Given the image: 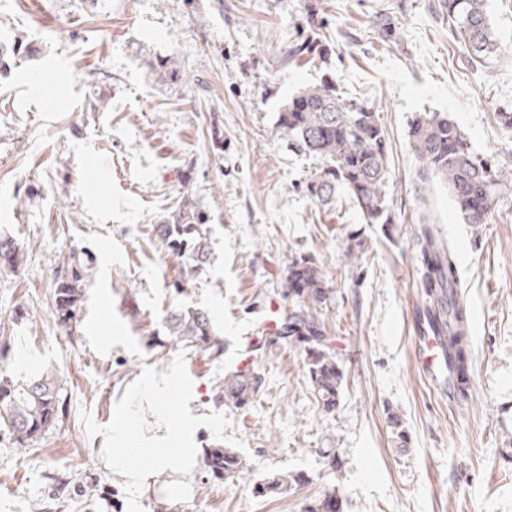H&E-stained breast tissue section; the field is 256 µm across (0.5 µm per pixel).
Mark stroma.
<instances>
[{
	"mask_svg": "<svg viewBox=\"0 0 512 512\" xmlns=\"http://www.w3.org/2000/svg\"><path fill=\"white\" fill-rule=\"evenodd\" d=\"M439 0H0V43L32 54L0 77V233L24 248L0 273V373L45 371L67 408L29 446L0 433V512H303L339 488L346 512H512V188L486 224L464 223L445 186L418 194L409 124L447 112L473 150L512 169V60L468 65ZM385 19L393 38L379 37ZM311 40L319 51L294 55ZM171 62L176 80L156 70ZM332 77L371 107L388 140L394 224H369L344 189L306 192L320 161L291 150L276 116L301 88ZM107 106L92 111L97 98ZM224 136L212 143L213 129ZM191 195L208 220L210 258L186 293L152 227ZM457 255L456 293L471 316V389L436 392L415 367L426 314L420 213ZM361 240L360 265L346 256ZM319 263L331 304L324 343L345 373L333 413L317 404L300 348L249 343L270 303L287 309L291 263ZM83 289L76 318L53 311L60 268ZM209 310L224 359L173 344L167 309ZM265 377L243 409L218 406L243 358ZM170 380L164 402L146 386ZM408 437L396 451L388 412ZM192 421L197 458L185 491L134 484L109 449L139 467L164 428ZM221 445L244 479L212 478ZM341 451L340 470L324 449ZM304 471L274 499L252 485ZM99 489L88 497L87 487ZM205 466L214 478L224 479V482H234L246 469V463L237 452L221 445L207 448Z\"/></svg>",
	"mask_w": 512,
	"mask_h": 512,
	"instance_id": "stroma-1",
	"label": "stroma"
}]
</instances>
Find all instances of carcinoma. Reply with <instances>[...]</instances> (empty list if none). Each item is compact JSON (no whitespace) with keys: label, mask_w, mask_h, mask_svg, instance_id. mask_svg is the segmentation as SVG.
<instances>
[{"label":"carcinoma","mask_w":512,"mask_h":512,"mask_svg":"<svg viewBox=\"0 0 512 512\" xmlns=\"http://www.w3.org/2000/svg\"><path fill=\"white\" fill-rule=\"evenodd\" d=\"M451 34L463 44L467 62L478 66L490 59L512 62L502 53L485 10V0H442ZM276 129L288 146L322 160V167L307 182V191L320 204L331 203L336 184L344 185L351 202L369 224H393L395 217L387 198L388 149L377 113L361 103L343 98L336 83L324 79L295 94L278 113ZM412 149L420 163L419 186L438 182L448 188L456 209L466 224H485L506 190L512 188V171L507 173L491 160L476 154L460 126L446 112H423L415 116L409 130ZM426 246V288L431 305L427 310L430 328L448 340V365L457 375V388L468 390L471 327L465 305L456 298V257L443 244L420 214ZM205 215L196 202L185 197L175 213L154 227L178 267L171 287L178 293L197 278L208 262L209 242L202 229ZM20 252L16 241L0 234V272L16 270ZM82 277L76 270L57 272L54 310L69 322L80 299ZM284 296L292 303L281 315L275 339L304 350V362L312 393L321 409L336 410L344 386V372L336 355L323 344L325 323L322 311L331 302V289L317 262L308 257L294 261L284 282ZM163 324L168 335L191 349L208 364L224 359V338L213 329L209 312L201 308L173 309ZM265 378L249 367L224 376V385L214 402L242 409L253 403ZM63 400L54 377L41 373L26 382L0 377V432L25 447L58 419ZM205 466L210 474L226 482L237 480L246 463L231 448L206 450ZM309 483L302 472H274L258 482L253 492L263 498L286 493ZM305 512H344L338 488L314 500Z\"/></svg>","instance_id":"carcinoma-1"}]
</instances>
